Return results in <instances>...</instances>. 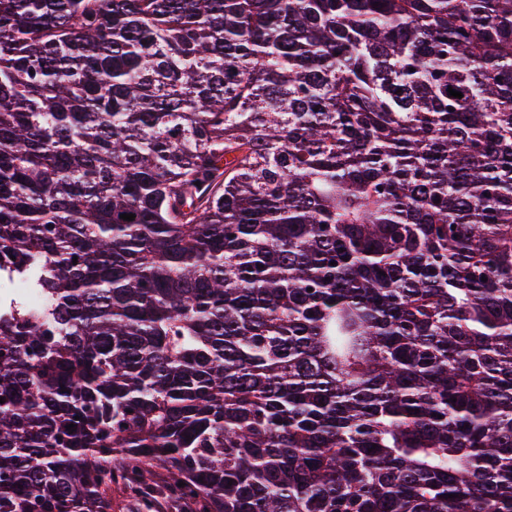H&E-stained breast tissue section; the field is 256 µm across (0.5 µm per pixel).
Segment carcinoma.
Returning a JSON list of instances; mask_svg holds the SVG:
<instances>
[{"label": "carcinoma", "mask_w": 512, "mask_h": 512, "mask_svg": "<svg viewBox=\"0 0 512 512\" xmlns=\"http://www.w3.org/2000/svg\"><path fill=\"white\" fill-rule=\"evenodd\" d=\"M1 269L0 512H512V0H0ZM3 287V288H2ZM18 304L29 310L39 308L42 303L40 293L31 288H23L16 280L0 276V304Z\"/></svg>", "instance_id": "cac0c4a2"}]
</instances>
